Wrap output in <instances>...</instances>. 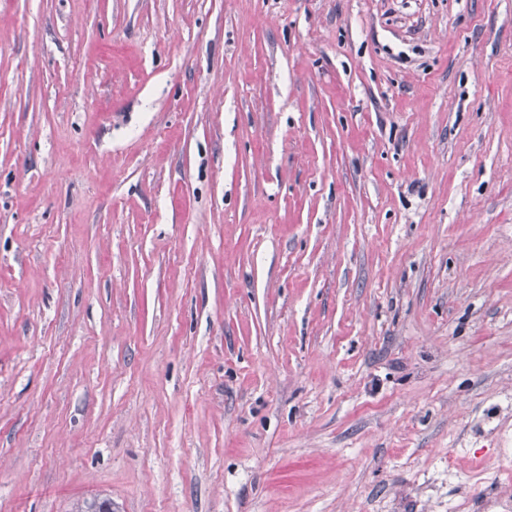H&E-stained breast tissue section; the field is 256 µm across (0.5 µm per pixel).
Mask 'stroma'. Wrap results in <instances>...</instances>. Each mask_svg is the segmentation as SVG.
Here are the masks:
<instances>
[{
  "instance_id": "1",
  "label": "stroma",
  "mask_w": 512,
  "mask_h": 512,
  "mask_svg": "<svg viewBox=\"0 0 512 512\" xmlns=\"http://www.w3.org/2000/svg\"><path fill=\"white\" fill-rule=\"evenodd\" d=\"M512 512V0H0V512Z\"/></svg>"
}]
</instances>
